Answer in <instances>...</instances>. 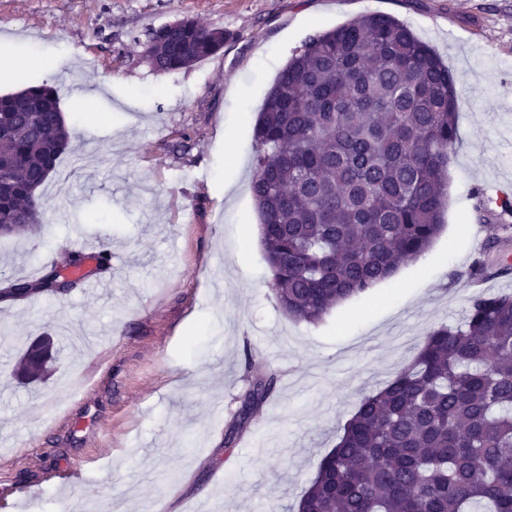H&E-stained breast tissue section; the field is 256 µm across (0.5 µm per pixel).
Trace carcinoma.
Wrapping results in <instances>:
<instances>
[{
    "mask_svg": "<svg viewBox=\"0 0 512 512\" xmlns=\"http://www.w3.org/2000/svg\"><path fill=\"white\" fill-rule=\"evenodd\" d=\"M193 19L151 29L154 69L175 72L224 47ZM459 78L408 25L365 14L310 35L270 88L255 127L251 190L277 306L314 324L417 259L440 234L458 140ZM71 137L55 90L0 96V235L41 226L38 190ZM30 293L58 295L56 269ZM16 363L29 385L48 366ZM250 380L230 448L275 387ZM296 512H512V292L478 293L455 324L362 400Z\"/></svg>",
    "mask_w": 512,
    "mask_h": 512,
    "instance_id": "carcinoma-1",
    "label": "carcinoma"
}]
</instances>
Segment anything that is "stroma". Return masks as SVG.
Listing matches in <instances>:
<instances>
[{
    "instance_id": "obj_1",
    "label": "stroma",
    "mask_w": 512,
    "mask_h": 512,
    "mask_svg": "<svg viewBox=\"0 0 512 512\" xmlns=\"http://www.w3.org/2000/svg\"><path fill=\"white\" fill-rule=\"evenodd\" d=\"M390 14L461 79L445 226L414 262L315 325L277 309L250 189L267 91L314 32ZM189 18L224 48L164 73L139 38ZM0 95L46 84L73 152L41 190L42 230L0 239V279L31 281L69 251L106 291L0 305V512H292L362 399L426 334L459 321L474 290V192L512 188V0H0ZM234 180L231 191L224 181ZM62 351L19 384L18 349ZM273 393L234 447L226 424L247 381Z\"/></svg>"
}]
</instances>
